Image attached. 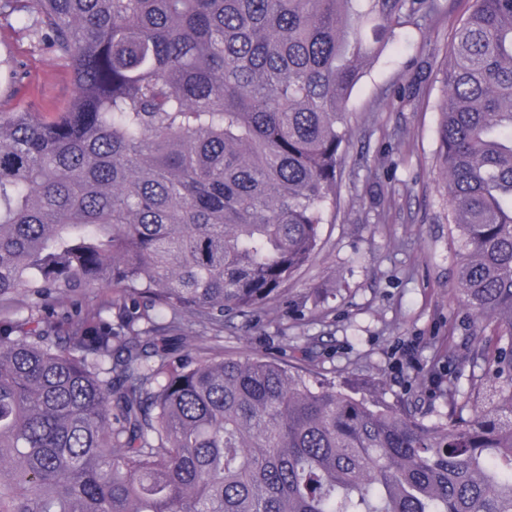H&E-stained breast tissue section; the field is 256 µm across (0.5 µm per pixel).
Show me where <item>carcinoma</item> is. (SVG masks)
<instances>
[{
	"label": "carcinoma",
	"mask_w": 512,
	"mask_h": 512,
	"mask_svg": "<svg viewBox=\"0 0 512 512\" xmlns=\"http://www.w3.org/2000/svg\"><path fill=\"white\" fill-rule=\"evenodd\" d=\"M438 11L0 0L75 87L50 117L0 113V512H512V0H473L438 105L489 374L468 418L451 371L431 427L279 360L192 354L179 321L218 337L313 259L364 65Z\"/></svg>",
	"instance_id": "obj_1"
}]
</instances>
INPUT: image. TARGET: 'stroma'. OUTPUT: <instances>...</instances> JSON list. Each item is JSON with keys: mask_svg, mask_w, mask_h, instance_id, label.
<instances>
[{"mask_svg": "<svg viewBox=\"0 0 512 512\" xmlns=\"http://www.w3.org/2000/svg\"><path fill=\"white\" fill-rule=\"evenodd\" d=\"M470 0H440L430 27L397 28L346 106L349 145L336 188V219L322 225L315 258L267 310L226 317L227 357L256 354L309 366L338 385L388 403L408 400L425 424L447 423L446 387L461 393L484 376L464 359L471 316L456 288L459 232L437 190L441 69ZM24 64L0 112L61 109L74 85L67 60L40 49L17 24L0 25V47Z\"/></svg>", "mask_w": 512, "mask_h": 512, "instance_id": "1", "label": "stroma"}]
</instances>
